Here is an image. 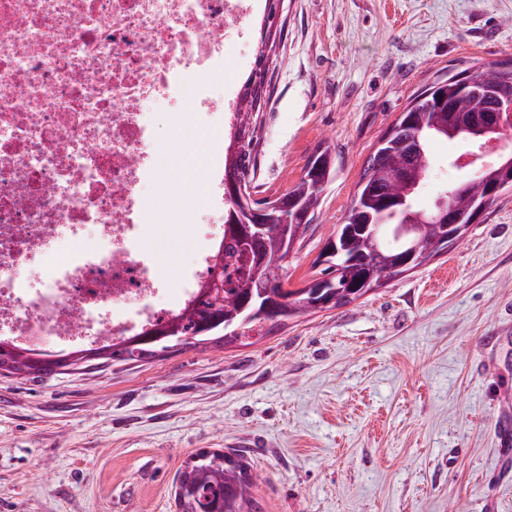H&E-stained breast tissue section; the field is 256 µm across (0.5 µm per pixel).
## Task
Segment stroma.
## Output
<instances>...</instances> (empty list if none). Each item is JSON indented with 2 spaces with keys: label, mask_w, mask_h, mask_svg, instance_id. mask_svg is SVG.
<instances>
[{
  "label": "stroma",
  "mask_w": 512,
  "mask_h": 512,
  "mask_svg": "<svg viewBox=\"0 0 512 512\" xmlns=\"http://www.w3.org/2000/svg\"><path fill=\"white\" fill-rule=\"evenodd\" d=\"M254 0L228 47L224 95L266 58L247 118L259 198L286 194L316 150L334 173L291 286L349 209L368 155L410 100L451 72L512 59V0ZM182 221L154 244L174 281L193 260ZM512 193L465 239L351 303L238 348L150 362L98 359L42 378L0 375V512H177L180 468L234 450L262 480L261 512H512Z\"/></svg>",
  "instance_id": "1"
}]
</instances>
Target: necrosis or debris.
<instances>
[{"instance_id":"obj_1","label":"necrosis or debris","mask_w":512,"mask_h":512,"mask_svg":"<svg viewBox=\"0 0 512 512\" xmlns=\"http://www.w3.org/2000/svg\"><path fill=\"white\" fill-rule=\"evenodd\" d=\"M250 0H0V338L31 350L129 336L183 311L224 238V50L242 43ZM192 102L176 141L147 105ZM195 175L193 267L171 288L145 245L177 195L160 172Z\"/></svg>"}]
</instances>
